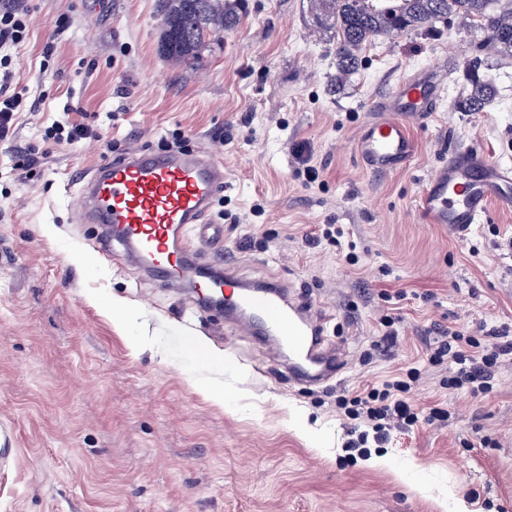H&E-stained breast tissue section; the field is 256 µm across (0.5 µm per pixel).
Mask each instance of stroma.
<instances>
[{
	"label": "stroma",
	"mask_w": 512,
	"mask_h": 512,
	"mask_svg": "<svg viewBox=\"0 0 512 512\" xmlns=\"http://www.w3.org/2000/svg\"><path fill=\"white\" fill-rule=\"evenodd\" d=\"M31 0L24 41L0 60L25 88L12 139L0 141V424L15 456L0 461V512H512V365L474 398L426 367L434 325L512 327V209L457 238L425 224L427 176L450 152L512 165V56L478 69L497 95L481 112L453 105L483 34L458 18L426 33L376 37L356 73L336 85V38L310 0H247L248 12L190 66L159 52L157 0ZM52 54H45L46 43ZM423 67L448 76L444 100L409 120L410 167L366 172L354 153L373 103ZM84 124L71 144L54 133ZM223 157L228 184L212 214L224 252L246 272L290 282L327 319L347 364L303 388L287 351L271 352L137 269L98 256L97 228L77 224L75 179L133 145ZM307 144L316 183L296 177ZM38 148L27 180L13 171ZM322 224L345 225L357 263L307 245ZM409 293L396 345L383 350L381 290ZM136 313L112 318L113 303ZM201 336L206 351L186 348ZM401 367L423 371L410 399L441 406L366 455L346 451L336 388L378 384ZM221 385L235 402L213 401ZM496 440L477 446L479 436Z\"/></svg>",
	"instance_id": "obj_1"
}]
</instances>
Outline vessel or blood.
<instances>
[{
	"label": "vessel or blood",
	"mask_w": 512,
	"mask_h": 512,
	"mask_svg": "<svg viewBox=\"0 0 512 512\" xmlns=\"http://www.w3.org/2000/svg\"><path fill=\"white\" fill-rule=\"evenodd\" d=\"M441 86V74L416 73L375 104L374 116L361 125L355 142L356 156L368 173L389 175L411 164L416 145L406 119L432 111ZM79 182L75 219L98 226L99 253L118 252L166 287L194 288L223 302L224 321L238 334L269 349L287 348L288 375L299 384L325 383L342 370L340 352L322 345L321 313L292 300L285 280L244 276L229 258L220 263L202 259V249L224 242L222 225L211 218L226 185L222 158L206 151L133 147ZM494 204L512 208V168L474 151L450 154L420 194L425 223L447 225L460 237L488 219Z\"/></svg>",
	"instance_id": "vessel-or-blood-1"
}]
</instances>
